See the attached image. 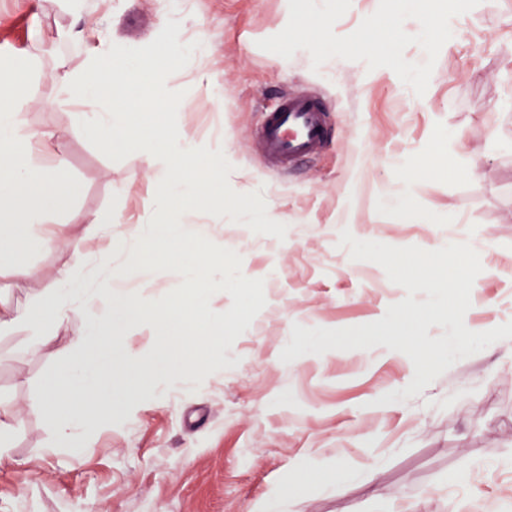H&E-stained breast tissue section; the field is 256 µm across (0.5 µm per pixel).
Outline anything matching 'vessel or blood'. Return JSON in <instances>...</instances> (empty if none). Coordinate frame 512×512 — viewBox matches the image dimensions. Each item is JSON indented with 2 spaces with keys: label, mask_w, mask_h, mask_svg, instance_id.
<instances>
[{
  "label": "vessel or blood",
  "mask_w": 512,
  "mask_h": 512,
  "mask_svg": "<svg viewBox=\"0 0 512 512\" xmlns=\"http://www.w3.org/2000/svg\"><path fill=\"white\" fill-rule=\"evenodd\" d=\"M330 105L323 99L304 95L282 96L266 112L261 140L269 163L291 168L319 155L329 140Z\"/></svg>",
  "instance_id": "b4317fda"
}]
</instances>
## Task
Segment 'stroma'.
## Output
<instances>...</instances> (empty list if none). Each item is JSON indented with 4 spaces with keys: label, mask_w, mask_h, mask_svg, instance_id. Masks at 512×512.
Returning a JSON list of instances; mask_svg holds the SVG:
<instances>
[{
    "label": "stroma",
    "mask_w": 512,
    "mask_h": 512,
    "mask_svg": "<svg viewBox=\"0 0 512 512\" xmlns=\"http://www.w3.org/2000/svg\"><path fill=\"white\" fill-rule=\"evenodd\" d=\"M0 0V59H40L25 115L34 131L68 129L72 201L53 214L55 248L27 259L44 274L71 256L69 241L88 218L112 210L114 241H133L154 210L155 159L145 151L115 162L71 128L72 102L57 75L83 69L98 36L126 47L151 43L168 18L179 40L204 54L170 75L184 91L180 138L222 149L229 184L260 192L285 240L197 213L189 228L242 258L263 280L266 305L224 349L229 366L204 381H175L156 365L152 326L118 335L123 368L112 378V419L73 453L29 411L69 352L67 340L34 345L27 332L0 334V405L10 411L8 452L0 455V512H251L304 468L342 465L348 486L308 482L282 512H504L512 505V340L464 358L414 396L403 353L331 350L282 363L293 324L345 328L380 319L405 290L384 269L355 261L338 245L342 229L360 240L432 250L458 238L478 252L482 271L464 316L475 332L512 320V0H481L452 21L428 89L416 96L391 69L333 58L312 70L260 49L284 29L288 0ZM82 30V39L69 38ZM332 100V141L282 174L266 171L256 129L286 93ZM440 167L421 169L426 154ZM477 157L470 174L454 161ZM409 165L415 217L384 197ZM183 281L172 272L120 277L125 293L157 299Z\"/></svg>",
    "instance_id": "35a3bbf8"
}]
</instances>
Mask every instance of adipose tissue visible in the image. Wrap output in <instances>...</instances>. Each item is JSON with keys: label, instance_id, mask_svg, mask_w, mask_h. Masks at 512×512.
<instances>
[{"label": "adipose tissue", "instance_id": "1", "mask_svg": "<svg viewBox=\"0 0 512 512\" xmlns=\"http://www.w3.org/2000/svg\"><path fill=\"white\" fill-rule=\"evenodd\" d=\"M28 84L26 61L0 66V271L28 291L25 304L0 303V334L22 328L48 343L66 331L73 317H84L85 331L70 339L71 356L29 406L61 445L71 447L84 440L92 421L111 419L112 371L118 366L112 355L115 327L136 319L114 279L116 257L144 254L176 261L185 254L186 239L182 225L149 224L139 242L113 244L112 213L104 210L91 217L86 235L72 238L69 262L42 282L25 252L33 242L45 249L55 246L58 238L47 225L72 199L74 187L60 148L64 132L36 134L25 125ZM48 143L54 148L50 163L32 165L31 157ZM96 237L106 238V245L88 248V240Z\"/></svg>", "mask_w": 512, "mask_h": 512}]
</instances>
